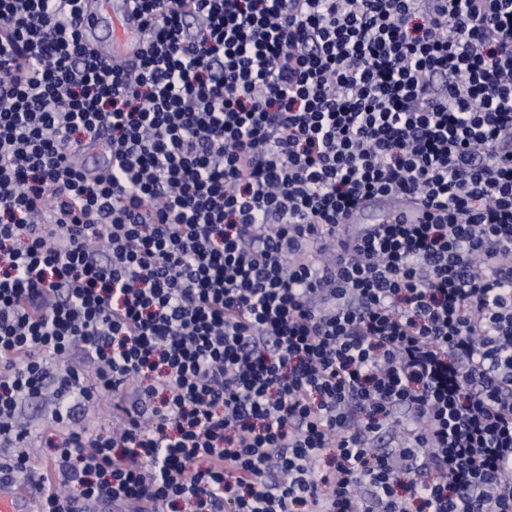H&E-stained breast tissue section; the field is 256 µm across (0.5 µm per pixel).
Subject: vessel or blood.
<instances>
[{
  "label": "vessel or blood",
  "instance_id": "vessel-or-blood-1",
  "mask_svg": "<svg viewBox=\"0 0 512 512\" xmlns=\"http://www.w3.org/2000/svg\"><path fill=\"white\" fill-rule=\"evenodd\" d=\"M91 20L82 29L84 42L108 62L125 61L127 46L145 32L127 0H91ZM35 494L29 488L0 487V512H34Z\"/></svg>",
  "mask_w": 512,
  "mask_h": 512
}]
</instances>
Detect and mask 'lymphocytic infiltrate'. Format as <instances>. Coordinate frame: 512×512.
Instances as JSON below:
<instances>
[{"label": "lymphocytic infiltrate", "instance_id": "obj_1", "mask_svg": "<svg viewBox=\"0 0 512 512\" xmlns=\"http://www.w3.org/2000/svg\"><path fill=\"white\" fill-rule=\"evenodd\" d=\"M87 2L0 0V483L512 512V0H131L115 65ZM112 400L103 398L95 405H89L85 408L77 409L78 417L82 419V424L87 426L107 425L112 423L111 416ZM51 406L45 400L27 402L22 409L23 416L31 424L33 431H40L50 419Z\"/></svg>", "mask_w": 512, "mask_h": 512}]
</instances>
